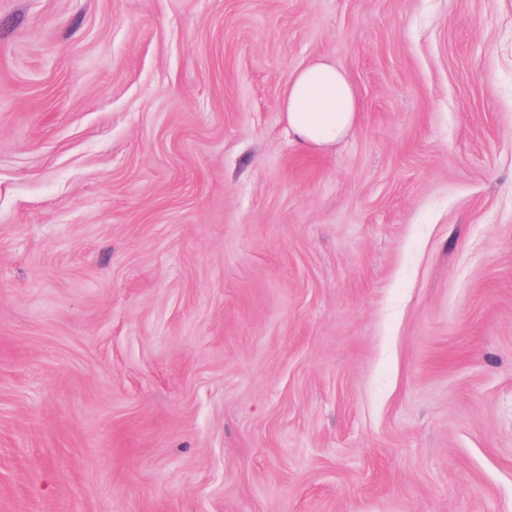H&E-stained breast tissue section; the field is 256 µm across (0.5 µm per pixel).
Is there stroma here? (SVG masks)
Segmentation results:
<instances>
[{
    "mask_svg": "<svg viewBox=\"0 0 512 512\" xmlns=\"http://www.w3.org/2000/svg\"><path fill=\"white\" fill-rule=\"evenodd\" d=\"M0 512H512V0H0ZM281 112L303 152H327L348 137L360 119L355 87L336 63L319 59L298 69L281 99Z\"/></svg>",
    "mask_w": 512,
    "mask_h": 512,
    "instance_id": "stroma-1",
    "label": "stroma"
}]
</instances>
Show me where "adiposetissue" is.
Listing matches in <instances>:
<instances>
[{
    "instance_id": "ef3b65f1",
    "label": "adipose tissue",
    "mask_w": 512,
    "mask_h": 512,
    "mask_svg": "<svg viewBox=\"0 0 512 512\" xmlns=\"http://www.w3.org/2000/svg\"><path fill=\"white\" fill-rule=\"evenodd\" d=\"M297 147L323 153L348 137L360 119L355 87L336 63L319 59L298 69L281 99Z\"/></svg>"
}]
</instances>
